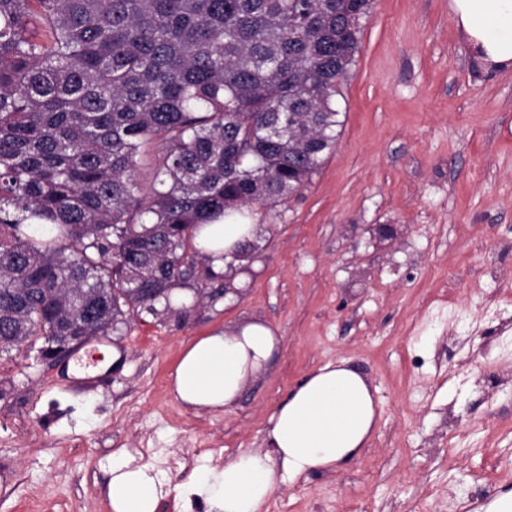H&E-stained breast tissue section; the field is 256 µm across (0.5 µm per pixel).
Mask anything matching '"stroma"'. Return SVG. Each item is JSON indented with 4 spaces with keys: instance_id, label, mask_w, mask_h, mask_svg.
<instances>
[{
    "instance_id": "35a3bbf8",
    "label": "stroma",
    "mask_w": 512,
    "mask_h": 512,
    "mask_svg": "<svg viewBox=\"0 0 512 512\" xmlns=\"http://www.w3.org/2000/svg\"><path fill=\"white\" fill-rule=\"evenodd\" d=\"M337 88L335 148L298 194L257 208L235 293L207 282L188 315L144 313L53 361L0 350V512H112V455L163 480L156 512H216L180 490L264 445L306 375L347 359L375 388L363 451L281 483L268 512H475L512 491V72L467 46L448 0H373ZM379 224L396 228L379 240ZM260 320L273 366L222 412L177 401L197 337Z\"/></svg>"
}]
</instances>
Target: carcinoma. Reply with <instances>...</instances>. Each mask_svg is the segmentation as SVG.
I'll return each mask as SVG.
<instances>
[{
  "mask_svg": "<svg viewBox=\"0 0 512 512\" xmlns=\"http://www.w3.org/2000/svg\"><path fill=\"white\" fill-rule=\"evenodd\" d=\"M370 6L0 0V349L106 336L201 288L193 229L280 204L336 146ZM163 154L162 147L152 145L148 155L141 162L137 172V180L141 189V195L147 196L155 184V174L159 167L160 159Z\"/></svg>",
  "mask_w": 512,
  "mask_h": 512,
  "instance_id": "carcinoma-1",
  "label": "carcinoma"
}]
</instances>
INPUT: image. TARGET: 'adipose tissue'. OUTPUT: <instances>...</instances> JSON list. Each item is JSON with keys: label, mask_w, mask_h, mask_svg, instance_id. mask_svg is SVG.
Instances as JSON below:
<instances>
[{"label": "adipose tissue", "mask_w": 512, "mask_h": 512, "mask_svg": "<svg viewBox=\"0 0 512 512\" xmlns=\"http://www.w3.org/2000/svg\"><path fill=\"white\" fill-rule=\"evenodd\" d=\"M457 29L478 58L512 69V0H448ZM257 227L221 216L202 225L196 248L215 272L254 240ZM280 347L261 321L234 331L214 330L190 342L171 375L175 397L196 410L233 407L247 382L269 370ZM378 418L374 389L349 360L329 362L307 375L268 420L266 449L245 450L222 469L199 476L185 499L213 501L219 512H264L279 484L313 470H333L358 456ZM162 484L152 468L125 451L112 455L108 497L112 512H156Z\"/></svg>", "instance_id": "1"}]
</instances>
